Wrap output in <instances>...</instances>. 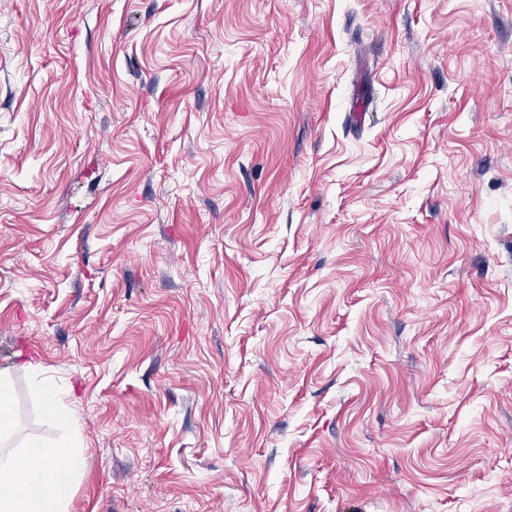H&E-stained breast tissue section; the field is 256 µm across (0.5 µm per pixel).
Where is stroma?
<instances>
[{"instance_id":"1","label":"stroma","mask_w":512,"mask_h":512,"mask_svg":"<svg viewBox=\"0 0 512 512\" xmlns=\"http://www.w3.org/2000/svg\"><path fill=\"white\" fill-rule=\"evenodd\" d=\"M0 373L68 512H512V0H0Z\"/></svg>"}]
</instances>
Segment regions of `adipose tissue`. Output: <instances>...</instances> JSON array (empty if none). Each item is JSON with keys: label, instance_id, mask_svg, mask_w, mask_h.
<instances>
[{"label": "adipose tissue", "instance_id": "obj_1", "mask_svg": "<svg viewBox=\"0 0 512 512\" xmlns=\"http://www.w3.org/2000/svg\"><path fill=\"white\" fill-rule=\"evenodd\" d=\"M10 396L8 380L0 375V512H67L71 481L81 469V433L49 393L43 416L66 425L65 436L52 443L10 446L15 431Z\"/></svg>", "mask_w": 512, "mask_h": 512}]
</instances>
